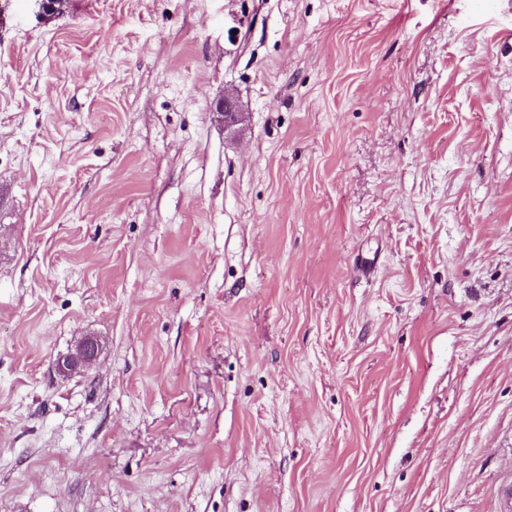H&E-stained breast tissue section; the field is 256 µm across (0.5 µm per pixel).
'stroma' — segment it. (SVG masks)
I'll list each match as a JSON object with an SVG mask.
<instances>
[{
	"label": "stroma",
	"instance_id": "1",
	"mask_svg": "<svg viewBox=\"0 0 512 512\" xmlns=\"http://www.w3.org/2000/svg\"><path fill=\"white\" fill-rule=\"evenodd\" d=\"M0 512H512V0H10ZM99 342L95 336H85L68 354L60 357L57 368L61 373H70L92 363L99 355Z\"/></svg>",
	"mask_w": 512,
	"mask_h": 512
}]
</instances>
